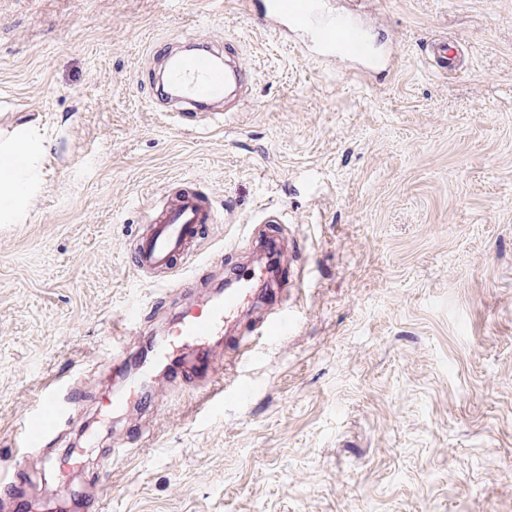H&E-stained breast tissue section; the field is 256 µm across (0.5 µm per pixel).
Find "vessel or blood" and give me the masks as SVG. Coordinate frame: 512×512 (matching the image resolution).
<instances>
[{
	"label": "vessel or blood",
	"mask_w": 512,
	"mask_h": 512,
	"mask_svg": "<svg viewBox=\"0 0 512 512\" xmlns=\"http://www.w3.org/2000/svg\"><path fill=\"white\" fill-rule=\"evenodd\" d=\"M321 0H265L262 8L252 10L256 25L277 26L280 36L288 32L314 28L316 53L323 61H330L336 54L358 59L366 65L374 64L373 51L363 29L347 14L332 16L328 22L316 24L317 6ZM155 52L164 56L169 86L176 90L179 100L190 104V111H175L168 119L175 126H186L196 120L194 105L236 92L247 98L252 85L250 68L240 61L221 64L213 54L177 57L169 55L166 47L156 46ZM222 214L211 200L192 184H185L174 197L164 202L149 204L146 218L147 229L135 241L132 265L141 275L171 272L178 262L187 260L190 247L196 242L207 225L220 223ZM263 227L254 229L251 235L253 249L268 255H280L285 247L281 232L274 228L279 217L265 215ZM227 278L231 286L210 304L184 310L172 328L173 341L147 346L145 353L150 361H166L178 348H192L221 335L225 323L236 314L242 301L256 286L255 274L240 266H228ZM300 267H279L277 277L269 290V316L262 322L233 336L230 346L238 362L252 360L258 343L267 341L275 334L286 331L290 321L285 310L282 293L289 284L300 282ZM183 378L193 381L216 379L218 367L214 361L204 363L187 359L181 372ZM80 400L79 390L63 382L61 377L47 378L42 386L39 403L20 423L14 440L15 456H23L31 448L47 446L55 431L66 424L70 408ZM22 489L20 468H12L0 477V496L9 500L14 512H25L26 504Z\"/></svg>",
	"instance_id": "b4317fda"
}]
</instances>
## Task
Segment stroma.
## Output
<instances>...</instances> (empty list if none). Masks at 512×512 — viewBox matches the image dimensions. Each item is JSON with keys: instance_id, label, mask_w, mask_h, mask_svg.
Masks as SVG:
<instances>
[{"instance_id": "1", "label": "stroma", "mask_w": 512, "mask_h": 512, "mask_svg": "<svg viewBox=\"0 0 512 512\" xmlns=\"http://www.w3.org/2000/svg\"><path fill=\"white\" fill-rule=\"evenodd\" d=\"M324 8L398 68L316 62L243 0H0V141L25 136L12 164L34 176L0 197V470L48 376L82 395L22 462L33 512H512V0ZM444 38L441 74L423 50ZM156 39L237 53L251 96L210 130L169 124ZM184 181L224 219L164 291L128 256ZM268 212L304 281L246 369L213 344L246 396L208 409L168 367L153 412H107L114 319L138 305L129 345L163 336ZM74 452L82 469H46Z\"/></svg>"}]
</instances>
